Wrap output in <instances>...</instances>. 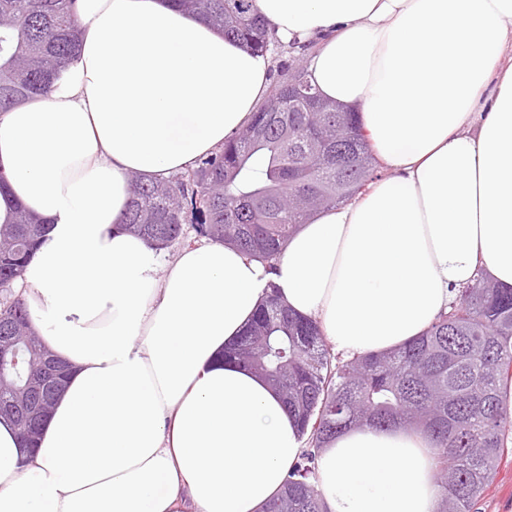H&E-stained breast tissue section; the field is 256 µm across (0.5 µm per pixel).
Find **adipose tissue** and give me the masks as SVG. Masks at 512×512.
<instances>
[{
    "label": "adipose tissue",
    "instance_id": "ef3b65f1",
    "mask_svg": "<svg viewBox=\"0 0 512 512\" xmlns=\"http://www.w3.org/2000/svg\"><path fill=\"white\" fill-rule=\"evenodd\" d=\"M311 44L383 170L266 263L203 239L164 256L120 227L130 177L195 169L270 96L273 59L172 0H74L81 49L0 113V224L46 241L13 285L71 368L36 452L0 418V512H262L303 440L278 393L225 360L269 292L352 357L425 332L478 276L512 287V0H255ZM424 433L333 439L327 512H436Z\"/></svg>",
    "mask_w": 512,
    "mask_h": 512
}]
</instances>
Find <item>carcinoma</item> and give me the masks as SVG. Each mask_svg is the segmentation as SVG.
I'll return each instance as SVG.
<instances>
[{"label":"carcinoma","mask_w":512,"mask_h":512,"mask_svg":"<svg viewBox=\"0 0 512 512\" xmlns=\"http://www.w3.org/2000/svg\"><path fill=\"white\" fill-rule=\"evenodd\" d=\"M251 50L288 53L269 102L192 171L165 181L130 177L132 198L122 224L166 249L183 236L186 207L204 234L266 261L320 211L353 197L374 179L375 158L354 113L322 103L309 112L292 100L291 71L305 73L303 50L285 45L255 0H177ZM78 24L71 0H0V113L37 95L76 57ZM46 228L21 207L0 225V338L22 337L27 372L0 378V415L17 420L38 408L35 442L68 365L57 360L53 386L41 393L27 376L43 374L47 350L30 334L25 303L13 297ZM224 357L243 363L280 394L308 436L306 450L264 512H324L315 482L325 443L362 424L429 434L444 489L437 512H473L504 454L512 405L503 390L512 375V289L482 277L423 335L390 351L345 360L331 352L318 323L276 299L261 309Z\"/></svg>","instance_id":"1"}]
</instances>
